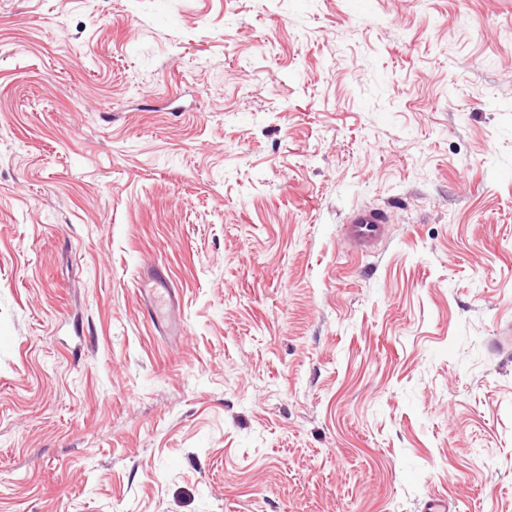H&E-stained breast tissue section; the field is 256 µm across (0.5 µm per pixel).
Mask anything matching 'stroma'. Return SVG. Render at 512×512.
Listing matches in <instances>:
<instances>
[{"label": "stroma", "mask_w": 512, "mask_h": 512, "mask_svg": "<svg viewBox=\"0 0 512 512\" xmlns=\"http://www.w3.org/2000/svg\"><path fill=\"white\" fill-rule=\"evenodd\" d=\"M510 322L512 0H0V512H512ZM387 216L373 208L355 210L344 225V234L350 249L360 254L371 253L387 236ZM140 297L155 325V321L169 315L174 306V292L163 271L155 263L142 267L138 279ZM168 306L169 310L164 311Z\"/></svg>", "instance_id": "35a3bbf8"}]
</instances>
